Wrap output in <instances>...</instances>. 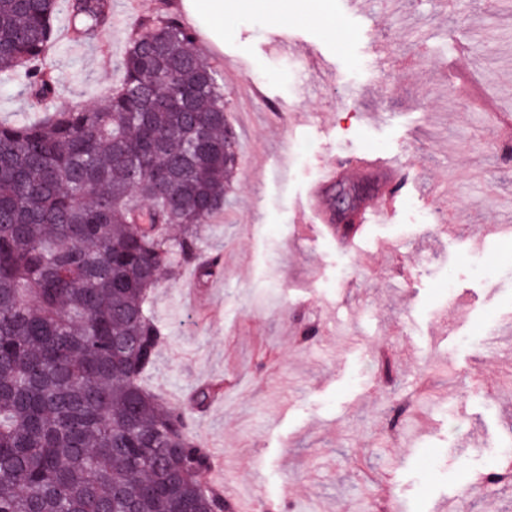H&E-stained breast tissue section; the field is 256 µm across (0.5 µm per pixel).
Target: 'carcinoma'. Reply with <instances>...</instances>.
I'll list each match as a JSON object with an SVG mask.
<instances>
[{
	"label": "carcinoma",
	"mask_w": 512,
	"mask_h": 512,
	"mask_svg": "<svg viewBox=\"0 0 512 512\" xmlns=\"http://www.w3.org/2000/svg\"><path fill=\"white\" fill-rule=\"evenodd\" d=\"M60 5L0 0V74L40 103ZM66 9L76 41L109 21L108 0ZM194 41L143 17L104 107L0 123V512H230L191 415L215 388L167 404L140 385L162 339L153 289L197 258L237 161Z\"/></svg>",
	"instance_id": "carcinoma-1"
}]
</instances>
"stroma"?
<instances>
[{
	"mask_svg": "<svg viewBox=\"0 0 512 512\" xmlns=\"http://www.w3.org/2000/svg\"><path fill=\"white\" fill-rule=\"evenodd\" d=\"M172 2L111 0L90 43L58 15L54 105L102 104L137 20ZM322 12L228 10L220 30L195 17L192 48L222 76L237 133L224 211L200 239L224 271L161 279L164 340L142 385L176 404L223 384L197 433L224 458L226 498L512 512V479L486 481L512 443V148L497 124L512 115V0H364L358 15L323 0ZM37 117L0 77V120ZM360 159L399 163L409 188L342 240L304 203L323 164ZM423 181L449 203L420 195Z\"/></svg>",
	"mask_w": 512,
	"mask_h": 512,
	"instance_id": "obj_1",
	"label": "stroma"
}]
</instances>
